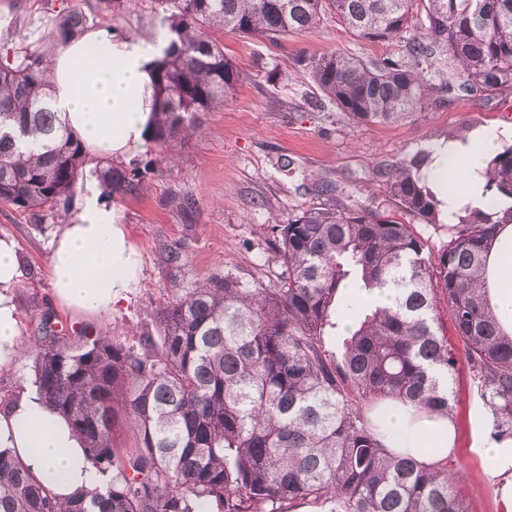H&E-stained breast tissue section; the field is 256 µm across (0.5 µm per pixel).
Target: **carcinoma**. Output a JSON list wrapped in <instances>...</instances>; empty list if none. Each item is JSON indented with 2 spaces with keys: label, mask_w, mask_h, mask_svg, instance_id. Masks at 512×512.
Masks as SVG:
<instances>
[{
  "label": "carcinoma",
  "mask_w": 512,
  "mask_h": 512,
  "mask_svg": "<svg viewBox=\"0 0 512 512\" xmlns=\"http://www.w3.org/2000/svg\"><path fill=\"white\" fill-rule=\"evenodd\" d=\"M131 0L57 11L44 50L26 36L0 43V203L36 217L69 209L86 166L102 193L136 197L161 151L224 106L240 73L211 32L279 43L334 19L368 42L407 37V58L299 55L314 88L353 124L407 120L436 98L512 88V0H150L169 46L154 75L158 111L146 151L128 162L89 156L50 107L49 58ZM428 153L391 165L387 191L406 223L334 204L273 224L278 283L216 276L166 300L134 349L98 334L72 337L43 320L34 380L81 436L90 461L115 477L106 494L59 502L14 459L0 456V512H469L446 466L429 469L386 448L367 413L385 398L454 411L451 381L465 362L494 435L512 437V335L490 311L484 270L491 217L458 219L430 252L412 222L438 224L420 185ZM512 197V147L488 167ZM393 288L396 304L350 302L346 288ZM448 304L463 356L448 345ZM356 318L341 334V322ZM338 339L339 353L325 346ZM128 425L136 443H115Z\"/></svg>",
  "instance_id": "carcinoma-1"
}]
</instances>
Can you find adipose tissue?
Returning a JSON list of instances; mask_svg holds the SVG:
<instances>
[{
    "instance_id": "adipose-tissue-1",
    "label": "adipose tissue",
    "mask_w": 512,
    "mask_h": 512,
    "mask_svg": "<svg viewBox=\"0 0 512 512\" xmlns=\"http://www.w3.org/2000/svg\"><path fill=\"white\" fill-rule=\"evenodd\" d=\"M168 39L99 29L58 48L50 66L51 108L97 158L131 159L154 124L153 70ZM512 127L475 128L464 137L433 143L424 182L440 216L453 222L465 212H487L496 224L486 264L489 307L512 334V208L493 199L487 169ZM51 300L75 316L100 323L129 300L141 280V254L118 212L101 200L96 179L86 181L69 220L50 239ZM21 280L18 246L0 233V368L20 355L19 314L13 291ZM386 448L433 467L445 464L458 444L454 418L390 400L370 415ZM471 449L489 466L499 512H512V438L490 437L482 403L468 412ZM0 452L19 457L54 495L105 494L112 472L94 467L70 422L47 407L34 389L21 390L0 413Z\"/></svg>"
}]
</instances>
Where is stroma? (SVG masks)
I'll return each instance as SVG.
<instances>
[{
	"label": "stroma",
	"instance_id": "stroma-1",
	"mask_svg": "<svg viewBox=\"0 0 512 512\" xmlns=\"http://www.w3.org/2000/svg\"><path fill=\"white\" fill-rule=\"evenodd\" d=\"M110 25L140 35L164 28L162 15L151 11L148 0H132ZM217 38L241 73L235 94L224 107L200 113L198 133L172 142V162L161 165L140 197L116 195L107 201L118 210L143 261L141 282L129 302L99 327L127 346L156 332L157 309L165 299L214 275L275 284L280 266L272 258L268 226L334 202L396 213L381 170L434 141L452 140L474 128L512 125L511 89L449 106L433 103L398 124L354 125L294 63L301 54L336 50L365 60L398 58L405 52L399 38L366 42L332 19L277 45L227 32ZM328 185L335 187V195L325 193ZM182 197L194 201L193 210L177 206ZM68 218L61 210L39 221L0 204V232L17 239L23 270L14 292L21 358L0 369V398L32 382L31 340L43 319L71 336L84 328L81 320L51 303L50 233ZM452 472L471 512H496L488 465L470 451L468 440H461Z\"/></svg>",
	"mask_w": 512,
	"mask_h": 512
}]
</instances>
